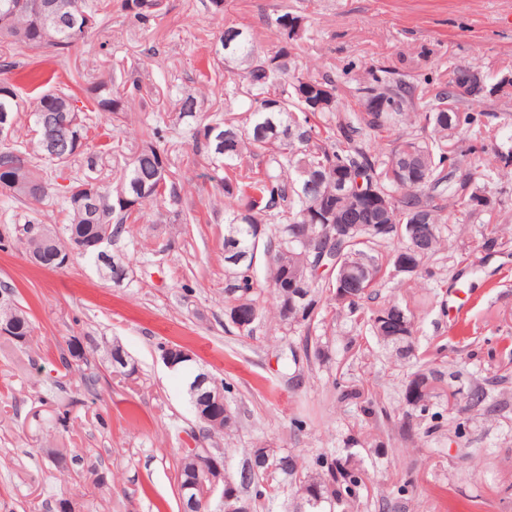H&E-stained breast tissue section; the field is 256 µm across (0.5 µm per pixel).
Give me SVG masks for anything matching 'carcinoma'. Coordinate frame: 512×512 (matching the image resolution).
<instances>
[{
  "label": "carcinoma",
  "instance_id": "obj_1",
  "mask_svg": "<svg viewBox=\"0 0 512 512\" xmlns=\"http://www.w3.org/2000/svg\"><path fill=\"white\" fill-rule=\"evenodd\" d=\"M114 7L141 28L152 26L161 15L162 0H116ZM106 0H0V16L12 17L8 26L0 25V39L47 56L67 55L90 27L107 14ZM92 25H86V19ZM280 46L263 53L255 38L233 25L224 28L215 50L218 63L241 80L245 117L233 112L199 126L193 133L195 152L224 168V271L225 302L236 300L241 307L256 313L266 311L273 301L279 328L288 334L298 327L310 330L318 323L322 310L336 305L338 314L356 327L365 326L374 336L404 357L413 356L415 318L421 301L413 292L398 300L379 301V286L390 279L406 280L397 272L396 261L405 255L416 267V277H432L430 261L443 248L448 221L452 218L477 220L492 212L496 203L481 193L475 175L493 168L512 165V148L498 150L488 157L485 141L490 127L483 121L485 112L473 111L486 94L479 91L461 96L457 87L469 81L479 86L475 67H455L447 85L431 94L414 83L393 76L387 70L370 73L367 82L357 84L351 98L336 78L316 74L299 62L298 49L306 30L301 16L285 12L275 19ZM72 87L43 90L30 103L35 148L28 151L0 142V160L13 165L21 179L39 173L35 158L57 168H67L84 151H69L62 158L49 144L64 133L66 116L82 113L84 133L91 128L92 112L125 111V99L112 95L109 82L85 85L71 77ZM24 111L19 88L0 83V115L17 121ZM199 101L192 90L178 101V118L193 117ZM323 118L318 123L315 117ZM398 127L405 128L384 146L378 138ZM161 130L155 128L133 154L121 181L108 189L93 180L67 185L43 179L44 189L28 197L21 189L0 180V188L27 204L32 212L49 198L61 201L67 215L64 237L53 235L52 243L29 235L28 227L39 223L32 216L23 224L27 249L37 257L36 264L54 267V251H72L81 258L100 263L112 281L126 279L124 261L109 254L100 257L83 251L81 243L110 230L111 237L140 211L148 201L180 195L179 184L165 151L157 142ZM125 197L124 208L116 205ZM452 210H447L446 202ZM331 211L329 223L349 224L347 232L320 242L325 262L335 265L328 283L320 284L312 273L318 253L309 242L322 231L316 215ZM263 225L258 234L255 225ZM390 229L380 232L378 225ZM423 224L428 234L417 246L406 233L407 225ZM497 226H487L477 242L480 248L505 246ZM265 260V280L256 277L258 257ZM306 279L310 311L297 322L288 314L292 291L285 287L288 274ZM359 279L356 299L336 303L338 286L344 277ZM404 312L406 334L395 335L376 325L374 317L392 310ZM0 323H11L16 336L29 341L33 327L22 311L11 304L0 305ZM421 380L417 401L404 394L411 411L401 432L410 435L431 412L433 400L445 399L449 405L465 402L478 407L487 392L478 384L456 387L445 381L443 373L423 363L412 373ZM340 396L354 400L368 417L384 414L373 398L354 386L340 390ZM269 464L278 466L277 478L268 481L265 468L257 465V449L250 450L247 467L239 483L224 492V512H257L261 500L299 484L306 491V512H325L328 502L338 506L358 497L365 486L362 472L351 463V456L321 454L315 459V474L304 471L300 455L285 448H267ZM203 473L188 455L182 458L178 484L202 483Z\"/></svg>",
  "mask_w": 512,
  "mask_h": 512
}]
</instances>
